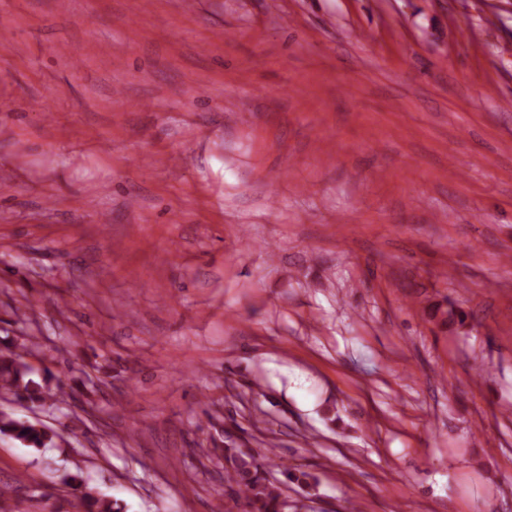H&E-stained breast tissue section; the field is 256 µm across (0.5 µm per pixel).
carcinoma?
Returning a JSON list of instances; mask_svg holds the SVG:
<instances>
[{"label":"carcinoma","mask_w":512,"mask_h":512,"mask_svg":"<svg viewBox=\"0 0 512 512\" xmlns=\"http://www.w3.org/2000/svg\"><path fill=\"white\" fill-rule=\"evenodd\" d=\"M38 354L42 362H54L53 356L42 353L41 344L34 337L13 348L0 349V391L40 407L53 408L66 402L67 394L61 379L49 367L37 370L25 362V356ZM0 434L10 435L31 448L44 447L53 439L49 429L8 415L0 417ZM273 469L283 479H273ZM310 479V473L283 466L273 455L259 460L248 448L224 449V495L244 501L246 512H282L288 484L308 487ZM64 482L79 491L84 512H122L118 502L95 495L79 476L68 475Z\"/></svg>","instance_id":"cac0c4a2"}]
</instances>
